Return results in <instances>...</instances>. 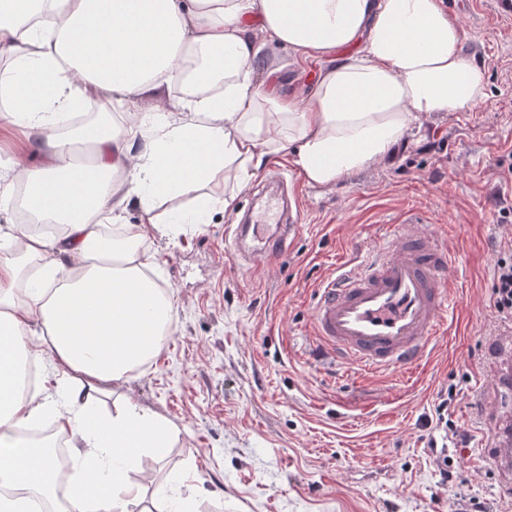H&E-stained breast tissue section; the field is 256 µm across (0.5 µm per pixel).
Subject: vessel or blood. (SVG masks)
<instances>
[{"label":"vessel or blood","mask_w":512,"mask_h":512,"mask_svg":"<svg viewBox=\"0 0 512 512\" xmlns=\"http://www.w3.org/2000/svg\"><path fill=\"white\" fill-rule=\"evenodd\" d=\"M300 222L296 198L272 202L251 223L232 229L240 258L277 254ZM419 217L398 226L397 245L376 248L357 269L317 290L312 334L331 354L366 371L410 369L428 341L448 331L454 261L446 248L419 231ZM492 463L512 474V418L501 419Z\"/></svg>","instance_id":"vessel-or-blood-1"}]
</instances>
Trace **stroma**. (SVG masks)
Returning a JSON list of instances; mask_svg holds the SVG:
<instances>
[{
	"label": "stroma",
	"instance_id": "obj_1",
	"mask_svg": "<svg viewBox=\"0 0 512 512\" xmlns=\"http://www.w3.org/2000/svg\"><path fill=\"white\" fill-rule=\"evenodd\" d=\"M471 3L449 12L485 73L484 101L423 120L392 162L329 189L306 184L291 155L265 161L212 223L146 239L173 293L171 333L97 408L128 397L180 428L154 477L191 469L197 512H463L473 497L512 512V481L485 458L494 413L512 407L489 381L491 340L512 328L490 304L493 257L512 241V180L501 177L512 166V10ZM264 52L281 67L279 93L308 98L320 60ZM276 174L295 183L304 222L282 254L238 264L224 228ZM409 211L454 260L448 333L410 372L357 375L316 345V290L340 266L357 269ZM445 399L450 430L436 414Z\"/></svg>",
	"mask_w": 512,
	"mask_h": 512
}]
</instances>
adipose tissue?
Returning <instances> with one entry per match:
<instances>
[{"mask_svg": "<svg viewBox=\"0 0 512 512\" xmlns=\"http://www.w3.org/2000/svg\"><path fill=\"white\" fill-rule=\"evenodd\" d=\"M257 29L321 60L308 99L272 91L280 67ZM485 95L442 0H0V111L39 157L0 162V200L23 184L37 221L64 227L0 226V512L58 490V512H129L144 494L134 473L178 437L133 401L92 408L172 328L148 231L208 223L285 152L308 184L336 185L391 160L421 117ZM112 109L124 119L104 121ZM72 112L82 122L62 129ZM191 192L199 205L161 224L156 202ZM131 205L142 223L122 224ZM112 222L121 231L100 232ZM47 352L52 384L17 391V365ZM47 418L68 468L21 436Z\"/></svg>", "mask_w": 512, "mask_h": 512, "instance_id": "adipose-tissue-1", "label": "adipose tissue"}]
</instances>
